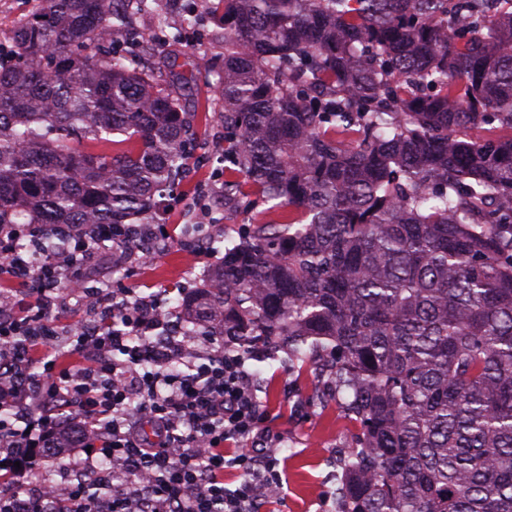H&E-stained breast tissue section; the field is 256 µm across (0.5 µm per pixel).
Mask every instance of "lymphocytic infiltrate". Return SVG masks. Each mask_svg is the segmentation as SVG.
I'll use <instances>...</instances> for the list:
<instances>
[{
    "label": "lymphocytic infiltrate",
    "mask_w": 512,
    "mask_h": 512,
    "mask_svg": "<svg viewBox=\"0 0 512 512\" xmlns=\"http://www.w3.org/2000/svg\"><path fill=\"white\" fill-rule=\"evenodd\" d=\"M130 236L109 224L90 237L71 232L63 250L34 264L33 225H0V277L27 289L23 300L0 292V512H258L281 482L271 447L224 455L225 444L257 435L246 355L212 336L192 351L159 336L174 315L161 300L113 290L92 347L51 349L59 285L91 295L86 258ZM51 460L82 478L55 481L45 472ZM234 467L246 478L231 489L224 471ZM33 478L38 490L25 493Z\"/></svg>",
    "instance_id": "f902f5d3"
}]
</instances>
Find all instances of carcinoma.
<instances>
[{
	"instance_id": "carcinoma-1",
	"label": "carcinoma",
	"mask_w": 512,
	"mask_h": 512,
	"mask_svg": "<svg viewBox=\"0 0 512 512\" xmlns=\"http://www.w3.org/2000/svg\"><path fill=\"white\" fill-rule=\"evenodd\" d=\"M224 216L186 336L321 368L338 512H512V0H219ZM148 0H45L0 56V224H148L197 146L112 47ZM487 127V134L471 130Z\"/></svg>"
}]
</instances>
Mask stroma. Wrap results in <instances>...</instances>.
<instances>
[{"label": "stroma", "mask_w": 512, "mask_h": 512, "mask_svg": "<svg viewBox=\"0 0 512 512\" xmlns=\"http://www.w3.org/2000/svg\"><path fill=\"white\" fill-rule=\"evenodd\" d=\"M202 18V38L184 33L183 51L176 58L184 64L193 56L206 57L210 67L196 80L180 88L198 147L186 176L166 196L160 223L171 233L151 257H134L120 269L95 258L91 264L92 286L133 288L142 295L170 301L178 289H194L208 269L220 259L215 251H186L180 240L185 224L196 222L201 207L210 214L224 210V110L215 86V71L224 65V39L220 23L211 15L209 0H184ZM166 4L136 17L141 42L131 52L141 67L156 79L169 76L168 47L158 35L159 23L168 17ZM248 368L258 387V434L277 446L276 468L282 484L267 496L262 512H338L336 502V451L346 447L354 426L335 403H323V385L312 367L290 368L287 363L263 354H253Z\"/></svg>", "instance_id": "obj_1"}]
</instances>
